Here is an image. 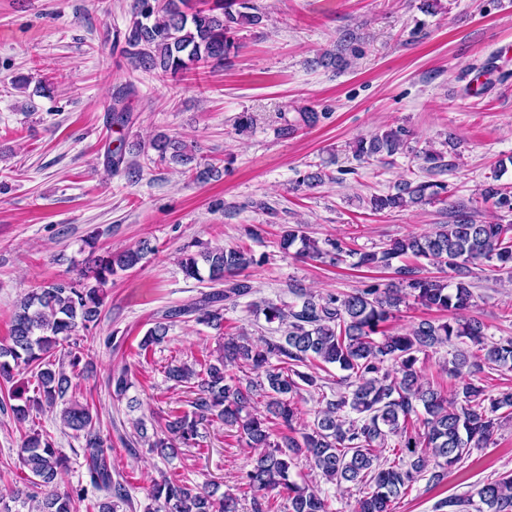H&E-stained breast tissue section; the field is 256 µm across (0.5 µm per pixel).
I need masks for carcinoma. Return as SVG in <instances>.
Returning a JSON list of instances; mask_svg holds the SVG:
<instances>
[{"instance_id":"1","label":"carcinoma","mask_w":512,"mask_h":512,"mask_svg":"<svg viewBox=\"0 0 512 512\" xmlns=\"http://www.w3.org/2000/svg\"><path fill=\"white\" fill-rule=\"evenodd\" d=\"M135 0L134 19L124 33L125 59L135 67L175 77L191 68H204L224 61L237 48L236 33L261 22L249 0ZM127 94L117 96L112 106L118 125L129 121ZM407 146L402 128L358 140V160L391 157ZM150 147L160 161L187 167L195 159L194 146L178 138L159 136ZM446 187L435 181L405 180L395 192L370 199L371 210L382 212L410 204L445 203ZM482 202L512 209V190L494 182L479 191ZM299 245L297 253L309 258L342 261L343 250L333 239L325 247L309 238L303 227H288L280 236V248L287 252ZM85 273L77 279H60L25 294L16 306L6 341H0V381L11 383L27 372L34 378L33 395L21 385L8 391L9 406L0 400V410L9 409L16 423L28 421L32 411L64 403L60 418L74 437L83 439L84 465L89 484L103 493L97 512H124L131 496L123 475L112 474L111 439L103 436L92 408L87 403L65 400L73 379L82 376L83 348L77 342L63 356L57 348L81 330L99 325L107 297V286L119 271L134 268L150 251L148 244L119 252L94 250ZM196 250H184L181 270L188 279L201 281L200 265L208 270L209 283L217 290L199 300L171 309L150 327L139 342L147 352L162 344L172 323L186 317L198 325L219 329L224 325V302L254 293L244 271L256 263L251 252L240 246L210 247L199 241ZM353 254V251L346 252ZM424 258L455 271L457 280L448 284L435 277H420L408 265L394 266L403 258ZM497 261L499 268H512V224L478 223L464 208L450 224H439L430 233L392 240L380 251L359 254L357 265L392 269L399 281L385 288L370 285L348 293L314 295L301 288L291 293L299 304H278L270 300L250 303L268 323H278L279 336L253 341L244 335L224 337L214 360L206 359L195 368L186 363L166 367L168 380L186 383L195 391L193 410L172 413L165 431L148 436L145 421L136 424L138 437L147 452L162 458L174 453L172 442L186 447L197 444L199 425L215 417L235 427L240 438L262 452L251 468L242 473L239 488L252 495L254 512H265L262 499L274 492L288 500V512H329L327 500L305 484L290 478L299 458H305L332 484H351L361 497L354 512H392V503L425 474L441 482L446 470L469 457L472 450L490 444L498 427L500 411L512 412V389L486 394L480 374L485 370H512V337L490 340L484 324L469 315L473 292L465 281L468 265ZM427 310L448 314L441 320L424 319L406 332L387 331L383 325L406 299ZM459 342L451 361V372L463 378L456 391L458 399L448 400L443 390L421 381L416 368L418 354L444 344ZM483 352L471 360L467 346ZM233 365L249 370L247 378L226 373ZM336 365L347 372L336 391L317 411L308 431L294 436L298 418L297 397L306 387L320 388L317 369ZM108 387L121 399L132 387L126 368L113 372ZM266 398L265 413L256 405ZM416 419L422 432L411 433L408 424ZM287 430L273 439L271 424ZM395 440L394 458L382 455ZM20 464L29 475L23 486L10 492L14 506L3 512H77L85 488L59 492L58 476L67 457L56 447L51 435L36 429L24 434ZM471 497L440 501L436 510L452 512H512V473L491 480ZM145 512H238L239 499L227 493L215 497L206 486L191 487L166 475L155 482Z\"/></svg>"}]
</instances>
